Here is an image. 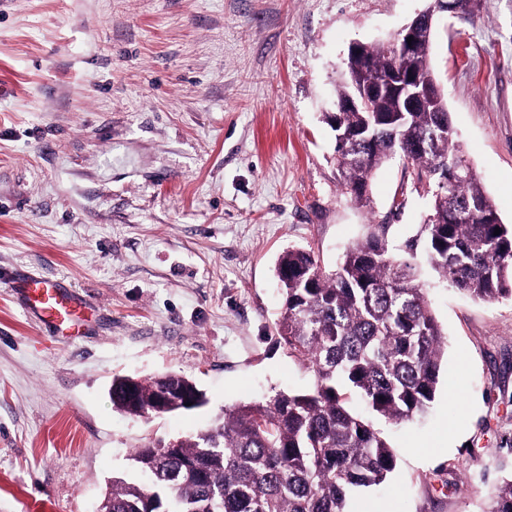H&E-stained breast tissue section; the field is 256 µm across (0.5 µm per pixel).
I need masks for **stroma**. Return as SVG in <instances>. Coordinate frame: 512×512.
Returning <instances> with one entry per match:
<instances>
[{
    "label": "stroma",
    "instance_id": "obj_1",
    "mask_svg": "<svg viewBox=\"0 0 512 512\" xmlns=\"http://www.w3.org/2000/svg\"><path fill=\"white\" fill-rule=\"evenodd\" d=\"M431 0H0V273L62 282L89 309L56 338L0 282V512H97L135 449L314 376L275 330L288 247L325 269L388 225L402 243L428 186L391 161L370 202L340 186L322 115L352 43ZM430 60L464 154L512 224V0L440 14ZM447 339L428 414L379 429L397 465L368 512H487L512 475V300L425 272ZM186 376L204 406L116 411L113 376Z\"/></svg>",
    "mask_w": 512,
    "mask_h": 512
}]
</instances>
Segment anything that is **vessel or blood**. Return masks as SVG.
<instances>
[{
  "mask_svg": "<svg viewBox=\"0 0 512 512\" xmlns=\"http://www.w3.org/2000/svg\"><path fill=\"white\" fill-rule=\"evenodd\" d=\"M18 286L31 313L55 335H79L85 309L79 296L67 292L55 281L40 276L22 278Z\"/></svg>",
  "mask_w": 512,
  "mask_h": 512,
  "instance_id": "b4317fda",
  "label": "vessel or blood"
}]
</instances>
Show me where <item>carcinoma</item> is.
<instances>
[{"instance_id": "cac0c4a2", "label": "carcinoma", "mask_w": 512, "mask_h": 512, "mask_svg": "<svg viewBox=\"0 0 512 512\" xmlns=\"http://www.w3.org/2000/svg\"><path fill=\"white\" fill-rule=\"evenodd\" d=\"M428 51L427 40L407 54L389 41L358 44L344 62L336 104L394 68L433 77ZM396 107L382 95L367 112L324 119L343 140L336 144L341 186L355 202L367 203L374 173L395 155L428 178L432 208L416 235L396 253L388 225L372 224L330 271L305 248L277 259L278 335L314 373L313 387L226 410L176 448L135 449L132 460L149 481L113 480L112 512H353V492L387 481L396 467L392 448L346 400L353 394L401 424L435 399L446 340L412 259L422 254L439 279L474 300L512 298V225L502 223L466 159L445 102L440 112ZM444 161L457 175L443 182ZM110 397L116 410L140 418L164 402L171 412L206 403L194 381L175 374L116 376ZM490 512H512V477L495 488Z\"/></svg>"}]
</instances>
